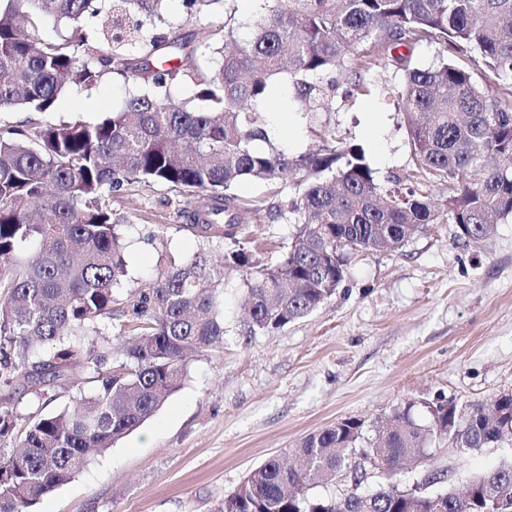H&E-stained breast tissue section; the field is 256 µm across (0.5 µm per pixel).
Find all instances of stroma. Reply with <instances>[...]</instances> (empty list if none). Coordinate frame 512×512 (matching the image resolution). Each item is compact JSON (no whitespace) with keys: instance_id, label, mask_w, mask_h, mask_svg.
Segmentation results:
<instances>
[{"instance_id":"1","label":"stroma","mask_w":512,"mask_h":512,"mask_svg":"<svg viewBox=\"0 0 512 512\" xmlns=\"http://www.w3.org/2000/svg\"><path fill=\"white\" fill-rule=\"evenodd\" d=\"M258 0L190 13L183 0H167L160 32L200 39L219 30L227 15L251 18ZM339 93L332 111L312 127L285 110L278 90L262 103L289 134V150L318 148L324 130L344 145L361 146L379 180H410V148L401 116L384 93L344 99L353 79L332 75ZM128 85L106 74L94 87H69L53 112L25 116L0 112V125L93 122L122 107ZM185 195L158 185H137L113 197L118 223L135 225L127 252L134 276L147 277L162 250L192 255L195 238L179 230ZM163 230V241L148 235ZM294 225L262 214L252 237L265 244L262 258L278 260ZM448 222L429 225L395 252L353 256L335 295L308 316L271 333L240 331L243 285L226 277L223 344L190 354L182 388L139 429L95 457L69 483L44 497L36 512H215L225 493L270 456L290 458L307 435L344 418L374 424L405 403L445 394L460 404L489 405L512 392V218L476 244L455 239ZM512 460V437L460 457L436 439L425 465L409 463L401 486L425 470L452 472L456 488L469 477Z\"/></svg>"}]
</instances>
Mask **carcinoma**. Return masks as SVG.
<instances>
[{
  "instance_id": "obj_1",
  "label": "carcinoma",
  "mask_w": 512,
  "mask_h": 512,
  "mask_svg": "<svg viewBox=\"0 0 512 512\" xmlns=\"http://www.w3.org/2000/svg\"><path fill=\"white\" fill-rule=\"evenodd\" d=\"M164 2L0 0V111L51 112L65 88L92 87L107 71L139 84L122 110L95 124L0 126V386L41 403L28 414L0 409V442L21 448L0 455V512H31L180 390L187 352L224 342L225 270L244 286L245 333H270L336 294L350 255L402 248L442 208L462 244L512 217V0H288L286 11L280 0H263L249 22L225 21L217 42L155 32ZM104 10L112 14V28L101 32L111 55L97 66L86 36H43L48 21L75 25ZM424 41L456 56L418 66ZM129 45L139 54H128ZM166 47L178 49L179 69L156 63ZM208 50L216 58L203 68ZM471 50L493 87L474 79ZM374 60L401 73L387 93L410 144L411 187L380 181L364 150L334 133L316 151L289 154L259 109L285 69L294 86L286 102L306 115L328 107L336 86L323 76L349 62L356 80L348 96L369 95L380 78L367 82L362 73ZM180 69L193 77L197 107L170 99ZM244 179L296 189L278 206L296 230L273 265L256 259L262 244L249 226L261 202L235 193ZM431 179L448 182L446 204L417 188ZM135 184L187 192L177 229L198 246L191 256L162 253L147 288L127 286L133 225L112 217L114 193ZM215 250L223 262L210 266ZM115 315L127 344L116 363L112 349L89 343ZM85 370L92 376L82 377ZM60 380L72 383V404L42 412ZM413 408L377 426L370 448L359 446L363 423L351 418L304 437L294 451L309 466L269 458L216 512H512V461L472 477L463 493L393 481L338 498L311 493L347 470L362 484L374 461L392 475L402 460L427 457L438 436L462 455L512 437V393L490 411L467 407L464 418L442 397L423 403L424 420Z\"/></svg>"
}]
</instances>
